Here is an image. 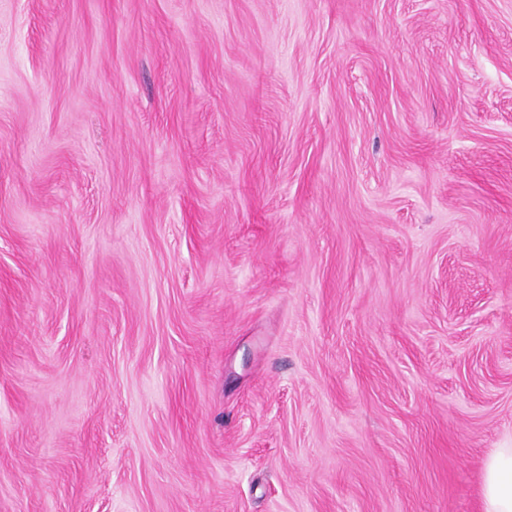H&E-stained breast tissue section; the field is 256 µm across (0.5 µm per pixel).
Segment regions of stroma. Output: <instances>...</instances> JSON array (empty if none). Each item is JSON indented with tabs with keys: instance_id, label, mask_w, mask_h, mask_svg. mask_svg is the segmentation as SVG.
Masks as SVG:
<instances>
[{
	"instance_id": "35a3bbf8",
	"label": "stroma",
	"mask_w": 512,
	"mask_h": 512,
	"mask_svg": "<svg viewBox=\"0 0 512 512\" xmlns=\"http://www.w3.org/2000/svg\"><path fill=\"white\" fill-rule=\"evenodd\" d=\"M512 448V0H0V512H481Z\"/></svg>"
}]
</instances>
